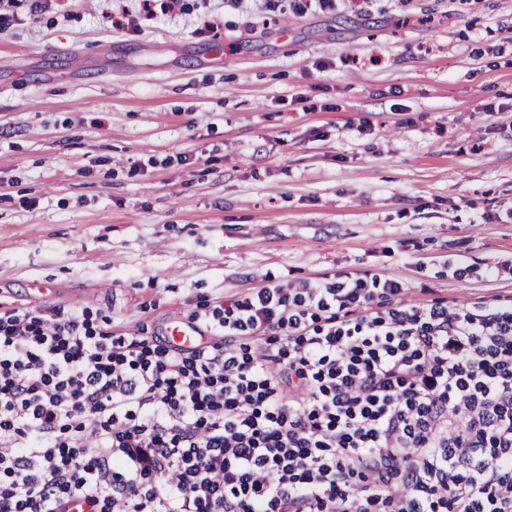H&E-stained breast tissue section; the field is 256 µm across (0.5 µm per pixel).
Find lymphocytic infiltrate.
Wrapping results in <instances>:
<instances>
[{"label": "lymphocytic infiltrate", "instance_id": "1", "mask_svg": "<svg viewBox=\"0 0 512 512\" xmlns=\"http://www.w3.org/2000/svg\"><path fill=\"white\" fill-rule=\"evenodd\" d=\"M264 285L208 341L0 313V512H512V309Z\"/></svg>", "mask_w": 512, "mask_h": 512}]
</instances>
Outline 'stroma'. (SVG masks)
Listing matches in <instances>:
<instances>
[{
	"mask_svg": "<svg viewBox=\"0 0 512 512\" xmlns=\"http://www.w3.org/2000/svg\"><path fill=\"white\" fill-rule=\"evenodd\" d=\"M180 5L0 0V311L149 336L336 273L512 306V0Z\"/></svg>",
	"mask_w": 512,
	"mask_h": 512,
	"instance_id": "35a3bbf8",
	"label": "stroma"
}]
</instances>
